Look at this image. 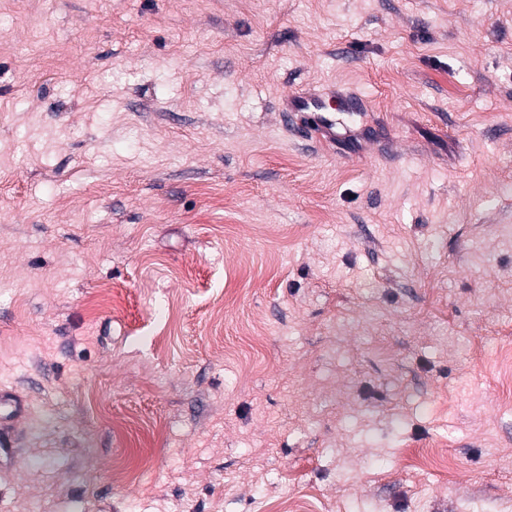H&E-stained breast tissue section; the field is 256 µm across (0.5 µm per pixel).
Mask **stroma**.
<instances>
[{
    "mask_svg": "<svg viewBox=\"0 0 512 512\" xmlns=\"http://www.w3.org/2000/svg\"><path fill=\"white\" fill-rule=\"evenodd\" d=\"M510 326L512 0H0V512H512ZM324 103L320 97L305 96L297 93L287 95L282 101V110L285 112H302L309 131L316 135H325V130L333 126L321 112ZM26 399L16 393L0 392V426L4 422L21 421L27 413Z\"/></svg>",
    "mask_w": 512,
    "mask_h": 512,
    "instance_id": "1",
    "label": "stroma"
}]
</instances>
